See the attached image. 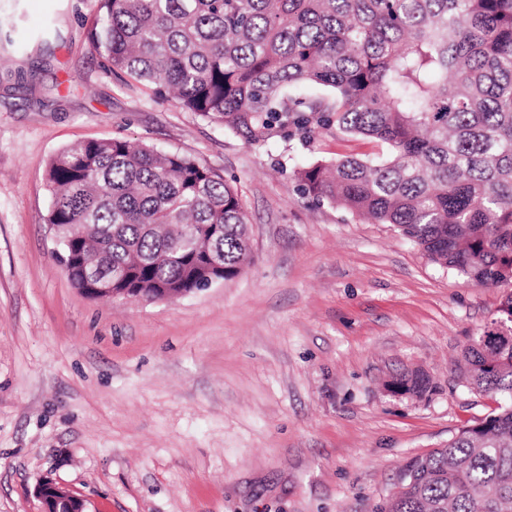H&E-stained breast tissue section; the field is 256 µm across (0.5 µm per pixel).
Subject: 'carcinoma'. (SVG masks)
Listing matches in <instances>:
<instances>
[{
	"label": "carcinoma",
	"mask_w": 512,
	"mask_h": 512,
	"mask_svg": "<svg viewBox=\"0 0 512 512\" xmlns=\"http://www.w3.org/2000/svg\"><path fill=\"white\" fill-rule=\"evenodd\" d=\"M108 71L253 144L312 133L385 145L296 172L298 191L393 224L429 259L512 287V0H101ZM327 91L309 98L296 88ZM49 223L68 277L122 273L149 300L237 277L250 224L212 169L124 139L56 153ZM499 412L413 458L380 512H512V291L459 366ZM430 380L403 373L394 390Z\"/></svg>",
	"instance_id": "obj_1"
}]
</instances>
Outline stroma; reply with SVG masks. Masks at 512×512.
Here are the masks:
<instances>
[{
    "label": "stroma",
    "mask_w": 512,
    "mask_h": 512,
    "mask_svg": "<svg viewBox=\"0 0 512 512\" xmlns=\"http://www.w3.org/2000/svg\"><path fill=\"white\" fill-rule=\"evenodd\" d=\"M101 14L99 0H0V512H39L45 480L87 512H377L413 458L497 408L456 360L503 288L297 192L294 170L384 145L244 143L107 75L90 43ZM112 138L231 182L252 263L168 302L76 289L47 163ZM415 370L423 395L390 388Z\"/></svg>",
    "instance_id": "1"
}]
</instances>
